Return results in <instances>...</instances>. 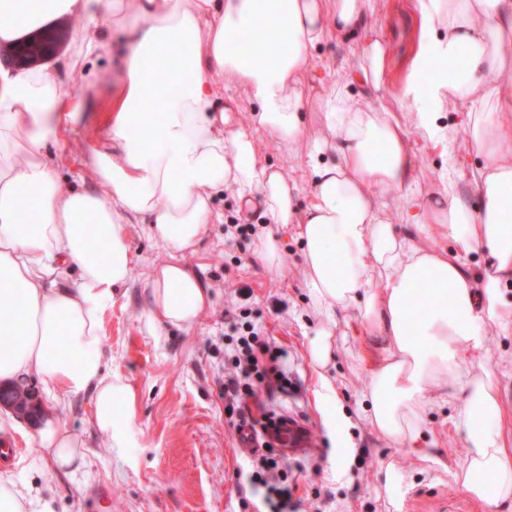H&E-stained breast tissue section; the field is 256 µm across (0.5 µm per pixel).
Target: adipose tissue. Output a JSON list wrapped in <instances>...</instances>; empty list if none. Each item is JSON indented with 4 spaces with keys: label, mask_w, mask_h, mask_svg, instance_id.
I'll return each mask as SVG.
<instances>
[{
    "label": "adipose tissue",
    "mask_w": 512,
    "mask_h": 512,
    "mask_svg": "<svg viewBox=\"0 0 512 512\" xmlns=\"http://www.w3.org/2000/svg\"><path fill=\"white\" fill-rule=\"evenodd\" d=\"M26 4L0 0L1 46L57 19L85 23L55 66L0 71V381L37 376L51 403L91 394L95 428L111 447H127L129 423L119 411L130 407L132 391L105 372L101 357L102 314L133 279L126 227L146 225L169 255L148 285L149 322L193 328L209 295L178 257L196 252L215 216L214 193L229 190L243 203L262 199L268 226L257 233V255L269 269L284 265L273 225L292 226L301 244L305 286L322 319L310 348L320 387H331L336 314L355 311L371 431L429 458L420 430L434 402L454 395L453 425L465 442L455 483L475 501L512 503V438L487 343L491 326L512 336V304L503 296L512 286V87L500 81L512 70V0H416L419 45L401 91L408 127L350 90L356 81L380 85L389 54L365 28V0H39L31 12ZM106 23L127 29L128 54L109 94L111 124L84 156L93 187L77 190L58 175L71 124L86 109L69 86L76 77L93 82ZM359 31V68L325 86L321 131L309 134L310 51ZM228 87L256 104L250 127L231 125ZM258 130L275 134L310 170L306 206L296 205L290 178L258 163ZM415 138L459 139L481 157L470 183L478 209L463 199L452 167L439 196L416 193ZM381 191L402 200L406 222L422 225L429 244L393 223ZM26 213L35 223L23 222ZM439 235L455 251L439 247ZM474 253L484 258L476 280L465 270ZM65 266L79 276L61 287ZM36 442L60 470L80 444L55 412Z\"/></svg>",
    "instance_id": "adipose-tissue-1"
}]
</instances>
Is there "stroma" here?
Returning <instances> with one entry per match:
<instances>
[{
    "label": "stroma",
    "instance_id": "35a3bbf8",
    "mask_svg": "<svg viewBox=\"0 0 512 512\" xmlns=\"http://www.w3.org/2000/svg\"><path fill=\"white\" fill-rule=\"evenodd\" d=\"M378 2L370 24L389 47L382 91L392 112L406 122L410 115L400 87L418 43L415 3ZM126 41V32L113 27L111 42L94 61L97 86L70 87L71 96L86 101L89 110L82 113L80 130L59 169L68 184L80 185L82 154L105 134L109 115L104 105L124 65ZM362 45L359 39L335 38L317 45L307 75L311 95H319L334 75L357 64ZM255 140L259 160L296 180L298 203L306 205L310 180L304 168L270 133H257ZM412 147L415 188L425 195L439 190L440 174L451 160H458L466 170L480 163L458 143L442 147L416 140ZM214 211L216 218L196 253L184 258L210 297L199 322L189 330L149 324L147 282L167 254L144 225L129 227L135 275L104 311L102 336L107 371L122 376L133 391L131 447L110 448L106 435L93 428L89 395L68 398L59 411L68 428L85 441L84 464L75 473H57L41 458L33 439L35 425L0 409V445L15 442L21 448L17 457L0 459V474L11 476L31 500L52 499L54 512H258L257 498L243 500L238 490V476L250 474L252 462L224 416L228 313L246 306L264 336L288 351V392L278 395L273 409L300 421L310 433V449L288 457L287 483L298 512H408L416 500L460 497L451 474L434 463L439 457L455 464L465 451L463 437L452 425L455 400L436 404L421 430V444L430 449L432 460L401 451L374 434L362 418L360 395L368 378L354 365L358 341L352 315L343 312L336 316L333 359L327 369L336 380V404L319 402L308 354L318 321L293 231L275 230L286 262L282 272L274 273L259 259L255 240L233 238L226 232L230 224L263 223L262 200L244 206L225 191L217 195ZM388 471L398 485L392 501L379 491ZM96 487L110 489L111 497L87 500V492Z\"/></svg>",
    "mask_w": 512,
    "mask_h": 512
}]
</instances>
